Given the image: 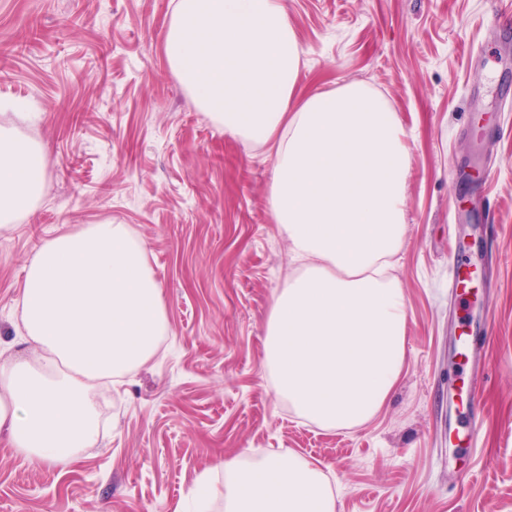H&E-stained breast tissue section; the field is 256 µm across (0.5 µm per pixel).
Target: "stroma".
<instances>
[{"label":"stroma","instance_id":"obj_1","mask_svg":"<svg viewBox=\"0 0 512 512\" xmlns=\"http://www.w3.org/2000/svg\"><path fill=\"white\" fill-rule=\"evenodd\" d=\"M512 0H286L302 49L298 91L361 82L410 147L407 233L392 274L406 362L382 410L328 431L278 399L265 323L288 252L270 211L274 161L224 133L167 63L173 0H0V126L39 142L46 186L0 234V360L23 355L18 304L41 243L122 224L147 249L168 331L157 355L96 398L99 436L67 469L0 433V512H192L225 457L294 451L336 512H512ZM39 113L16 117L18 106ZM473 257L469 310L488 334L475 447L448 434L465 410L448 305L457 240ZM494 288H486L487 276Z\"/></svg>","mask_w":512,"mask_h":512}]
</instances>
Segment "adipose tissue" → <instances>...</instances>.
<instances>
[{
    "label": "adipose tissue",
    "instance_id": "obj_1",
    "mask_svg": "<svg viewBox=\"0 0 512 512\" xmlns=\"http://www.w3.org/2000/svg\"><path fill=\"white\" fill-rule=\"evenodd\" d=\"M172 71L225 134L273 145L269 203L292 272L275 291L264 366L276 395L327 430L371 420L406 360L404 292L388 270L407 232L410 154L364 84L295 100L301 51L283 0H175ZM45 158L0 127V232L35 206ZM24 356L0 363V431L67 467L96 442L94 388L156 353L168 324L146 249L121 224L44 241L27 266ZM225 512H336L323 471L295 453L224 462Z\"/></svg>",
    "mask_w": 512,
    "mask_h": 512
}]
</instances>
